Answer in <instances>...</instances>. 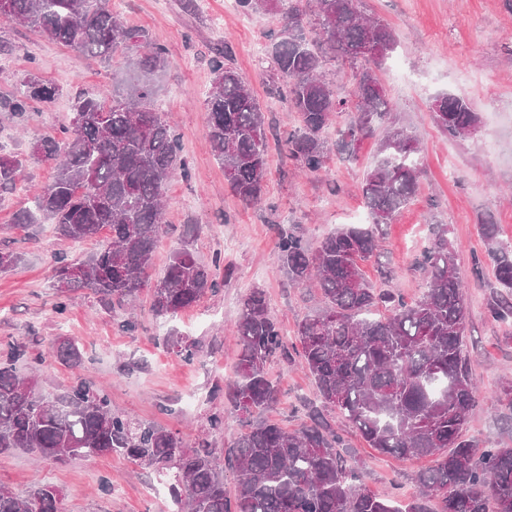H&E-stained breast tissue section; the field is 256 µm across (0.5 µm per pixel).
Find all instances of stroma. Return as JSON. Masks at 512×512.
<instances>
[{
  "mask_svg": "<svg viewBox=\"0 0 512 512\" xmlns=\"http://www.w3.org/2000/svg\"><path fill=\"white\" fill-rule=\"evenodd\" d=\"M109 6L165 48L168 63L153 77V106L179 135L190 167L188 176L169 182L167 227L150 274L163 275L185 225L195 224L193 250L203 263L219 260L218 288L173 318L154 317L146 293L136 308L106 311L87 288L69 294L64 314L55 312L54 256L82 261L99 243L59 238L46 221L17 225L18 214L32 205L33 187L48 184L54 175L52 163L29 159L31 144L68 124L76 96L108 101L126 95L138 74L77 55L30 28L0 22V153L28 160L15 188L0 192V251L23 258L13 271L0 273V355L10 345L21 346L19 372L35 375L43 392L58 393L72 384L74 374L55 362L51 346L59 337L74 338L85 356L83 376L105 389L113 408L190 441L207 440L219 453L242 430L230 413L223 430L209 427L210 415L223 407L210 392L233 374L234 324L242 299L251 289H263L288 337L304 316L321 308L318 289L291 283L284 273L277 233L290 230L315 246L336 228L369 223L361 182L378 157L385 131L362 138L352 153L331 155L325 172L302 174L283 151L298 117L277 93L279 81L268 55L271 38L282 26L280 15L243 13L237 0H109ZM359 7L396 35L397 47L378 72L392 104L388 123L407 128L420 146L416 198L384 227L379 259L365 265V276L374 287L421 297L426 282L415 261L430 225H447L466 284L471 376L484 396L469 415L467 435L493 446L506 436L492 398L502 377L512 375V322L489 317L487 303L497 287L493 266L485 264L474 273L473 258L485 253L481 224L496 225L501 239H512V5L507 0H361ZM219 56L245 78L265 110L268 173L262 199L254 205L228 187L205 130L211 63ZM32 69L65 92L51 106L33 103L21 121L4 104L22 92L23 78ZM441 93L469 100L478 115L474 134L452 138L437 127L432 103ZM381 267L389 271L388 279L379 278ZM128 320L136 322L135 330L125 329ZM173 331L197 342L196 359L188 362L166 349L164 339ZM268 373L281 395L266 419L298 429L307 421L308 402L316 398L311 376L295 354L271 362ZM341 432L351 460L360 463L374 492L402 502L414 497V476L431 466V459L400 461L368 447L349 425ZM105 478L112 483L108 493L99 489ZM157 482L153 470L114 454L65 462L0 454V486L24 495L35 484H51L61 492L64 512H178L171 494H154Z\"/></svg>",
  "mask_w": 512,
  "mask_h": 512,
  "instance_id": "stroma-1",
  "label": "stroma"
}]
</instances>
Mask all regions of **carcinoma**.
<instances>
[{
	"label": "carcinoma",
	"mask_w": 512,
	"mask_h": 512,
	"mask_svg": "<svg viewBox=\"0 0 512 512\" xmlns=\"http://www.w3.org/2000/svg\"><path fill=\"white\" fill-rule=\"evenodd\" d=\"M280 2L238 0V5L246 13H261L279 10ZM308 4L314 41L307 39L304 11L291 5L282 13V30L270 49L288 110L300 121L288 137V156L317 175L330 158L324 133L333 113H353L337 131L338 154L350 153L385 122L391 105L377 70L397 41L386 23L361 14L359 0ZM0 17L106 64L139 50L132 66L140 80L126 98L105 106L95 96H77L70 125L61 135L31 146V156L53 161L55 176L34 195V210L20 213L17 223L32 224L38 213L65 239L89 240L105 229L111 233L80 264L55 256V312L64 313L63 297L79 288L92 289L109 311L133 305L147 289L153 315L168 318L214 291L212 267L219 266L220 256L210 266L196 258L190 249L194 225L184 230L182 247L170 255L163 277L153 283L148 277L165 229L168 182L176 173L189 175L179 137L151 107L150 76L166 65L164 48L151 43L146 30L125 25L108 0H0ZM323 43L350 65L353 99L332 89L319 51ZM363 48L372 54H359ZM212 72L206 132L231 190L255 204L267 175L264 112L233 67L217 57ZM23 86V93L6 103L17 116L25 115L33 102H55L63 92L35 72L25 76ZM436 100L435 122L449 136L463 137L477 123L463 95ZM418 153L417 140L407 130H388L380 158L362 185L372 222L337 229L314 249L290 231L279 232L277 241L288 279L314 283L322 297V309L299 321L295 336L323 406L333 408L381 453L433 459L417 474L419 494L405 508L362 481L360 469L343 453L341 433L318 408L292 432L260 418L280 400L266 365L288 357L286 337L260 288L242 302L236 367L224 384V404L245 432L224 454L206 444L190 447L176 432L112 409L104 389L81 375L83 356L69 337L59 338L52 348L55 361L76 376L61 395L43 393L36 378L18 373L15 362L21 352L0 362V453L20 450L58 460L117 454L160 475H173L176 501L185 512H512V443L488 447L465 434L469 413L482 396L463 349L467 308L448 230L430 225L428 244L416 260L427 285L420 298L407 301L391 290H377L365 277L364 265L377 258L382 227L417 192ZM24 167V160L0 155V191L15 186ZM480 231L498 287L488 314L507 322L512 319V241L500 240L493 224L480 225ZM76 265L85 269L84 276L64 279ZM380 306L388 316L372 317ZM165 347L186 361L196 355L195 343L175 333ZM226 468L237 483L233 498L224 485ZM31 503L37 512H60V492L43 484L19 498L0 488V512H28Z\"/></svg>",
	"instance_id": "carcinoma-1"
}]
</instances>
